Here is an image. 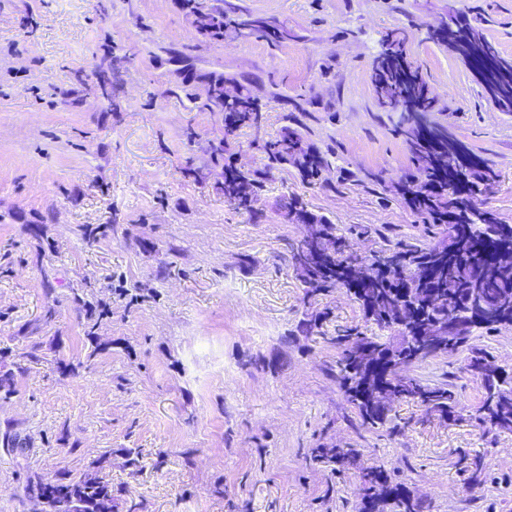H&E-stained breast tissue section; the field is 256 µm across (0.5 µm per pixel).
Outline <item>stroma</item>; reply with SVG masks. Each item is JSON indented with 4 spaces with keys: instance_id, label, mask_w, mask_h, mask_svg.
I'll return each instance as SVG.
<instances>
[{
    "instance_id": "1",
    "label": "stroma",
    "mask_w": 512,
    "mask_h": 512,
    "mask_svg": "<svg viewBox=\"0 0 512 512\" xmlns=\"http://www.w3.org/2000/svg\"><path fill=\"white\" fill-rule=\"evenodd\" d=\"M233 2L292 39L197 47L178 0H0V378L14 389L0 437L19 443L0 447V512H34L27 481L90 470L122 488L114 512L132 500L146 512H356L358 469L379 463L425 512H512V431L475 421L483 387L466 351L411 367L450 385L461 420L397 401L390 427H360L327 338L371 328L345 288L305 301L288 253L305 228L280 207L300 196L361 254L431 242L387 197L414 167L396 134L402 113L380 108L370 82L397 30L436 99L431 121L496 171L486 206L512 224V113L428 38L453 7L510 58L512 0ZM186 47L173 80L169 52ZM209 72L234 75L263 104L261 129L235 131L225 163L264 168L255 139L288 126L334 152L322 187L278 166L258 192L260 219L225 205L207 150L224 115L186 96ZM108 223L111 233L84 237ZM90 309L103 316L95 345ZM323 311L320 333L303 332ZM468 345L512 373V326L474 331ZM322 443L357 449L358 468L313 464ZM475 455L484 475L472 485L459 460Z\"/></svg>"
}]
</instances>
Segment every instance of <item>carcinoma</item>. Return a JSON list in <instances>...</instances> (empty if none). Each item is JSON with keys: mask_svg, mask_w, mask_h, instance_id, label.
<instances>
[{"mask_svg": "<svg viewBox=\"0 0 512 512\" xmlns=\"http://www.w3.org/2000/svg\"><path fill=\"white\" fill-rule=\"evenodd\" d=\"M218 25L238 22L250 26L249 34L276 35L266 19L254 16L224 0H212ZM431 39L455 52L459 42L466 43L462 60L478 77L488 99L504 112H512V59L502 57L483 33L463 21ZM374 89L381 94H403L410 122L403 131L417 166L418 176L404 179L398 194L408 207L433 227L443 226L448 235L428 244H388L375 252V258L389 256L397 271L392 277L349 279L345 238L336 233V225L308 210L303 201L290 195L281 202L287 212L302 213L321 226L323 247L337 259L324 272L302 279L305 297L312 299L340 285L346 288L361 309L364 319L376 328L372 336H362L356 327L336 329L327 337L336 347V364L330 367L347 401L354 408L361 426L379 429L388 422L387 410L371 405L361 389L366 355L361 345L377 340L373 351L388 360L412 356L407 336L411 328L423 327L435 336L448 335L445 355H453L466 346L477 329L490 330L512 324V224H505L484 207V196L498 181V175L479 157L471 154L441 126L423 127L418 112L427 109L428 84L407 57L404 47L380 69H372ZM200 110L219 107L228 114L229 135L241 128L259 129L263 113L258 100L246 88L239 89L230 101L204 98L188 93ZM273 164L300 167L310 184L320 180L322 171L332 165L329 155L301 146L300 133L285 126L276 139L258 143ZM265 171L224 169V202L238 209L253 211L257 191ZM246 189V199L234 194V186ZM430 265L437 266L435 278L421 282L418 276ZM489 356L480 349L470 351L466 370L483 383L482 404L476 418L485 425L512 430V374L489 365L479 373L476 366ZM401 398L409 399L428 413L455 420L461 408L456 394L446 384L428 385L404 374L397 380ZM311 458L332 470L343 472L356 464L352 448H313ZM365 498L369 512H423L422 502L376 466L362 469ZM28 495L46 500L45 512H113L120 492L97 472L38 480L26 487Z\"/></svg>", "mask_w": 512, "mask_h": 512, "instance_id": "1", "label": "carcinoma"}]
</instances>
